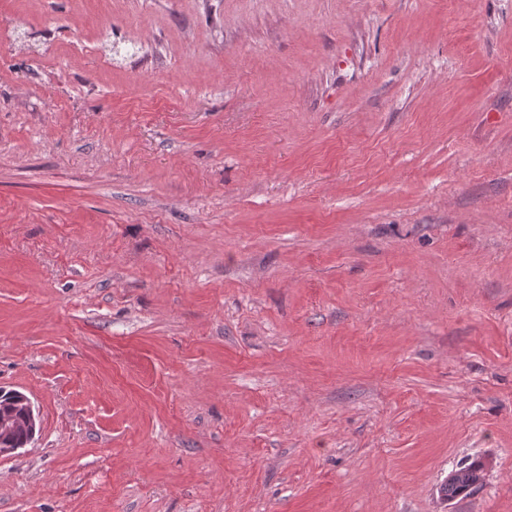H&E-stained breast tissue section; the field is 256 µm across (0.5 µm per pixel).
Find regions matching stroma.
Masks as SVG:
<instances>
[{"label":"stroma","instance_id":"stroma-1","mask_svg":"<svg viewBox=\"0 0 512 512\" xmlns=\"http://www.w3.org/2000/svg\"><path fill=\"white\" fill-rule=\"evenodd\" d=\"M2 35L0 512H512V0ZM17 405L23 409V417H19L13 412H0V436L3 438V440L0 438V447L1 444L4 447H10L0 448V455L11 453L26 446L23 445L24 433L22 431L19 434L10 436L20 427H24L32 433V440L36 434L37 422L40 426L38 414H35L31 400L22 392H17ZM485 462L474 459L464 464L448 476V480L440 486L441 497L447 501L467 495L478 486L483 478Z\"/></svg>","mask_w":512,"mask_h":512}]
</instances>
